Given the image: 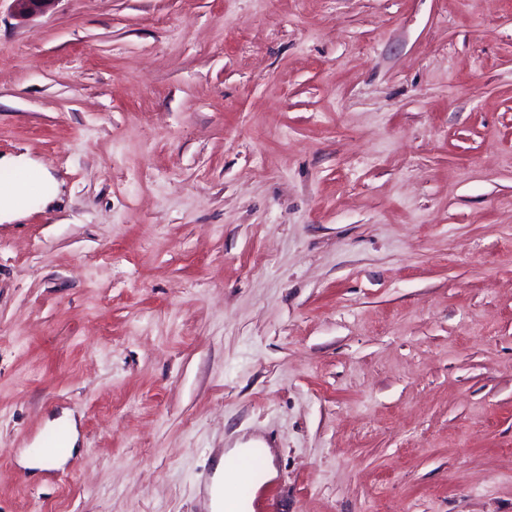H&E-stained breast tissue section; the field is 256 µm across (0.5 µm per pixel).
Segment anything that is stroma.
<instances>
[{
  "mask_svg": "<svg viewBox=\"0 0 512 512\" xmlns=\"http://www.w3.org/2000/svg\"><path fill=\"white\" fill-rule=\"evenodd\" d=\"M18 154L0 512H512V0H0ZM0 170L6 172H31L35 174L43 190L23 196L15 183L0 184V223L11 224L23 218L32 203L46 206L59 194V183L47 169L27 155L0 157ZM65 434V451L61 454H56L63 450L62 445L60 443V435L59 434H51L45 438L43 450L47 454H54L51 456L40 455L36 456L35 459L29 460L30 467L32 469L43 468L46 466L58 465L65 461L67 457L71 456L72 453L76 450L75 444L77 441V435L74 428L72 430L70 428H61ZM252 448H231L220 459L214 472L209 487L210 508L212 512H241L243 506L247 507L246 512H270L271 499L269 497V486L258 485L255 481L256 470L261 464V458L256 456L247 468H236V479L232 485L237 489L234 494L225 493L221 496V490L233 481V470L228 466L232 460L246 461L247 455Z\"/></svg>",
  "mask_w": 512,
  "mask_h": 512,
  "instance_id": "obj_1",
  "label": "stroma"
}]
</instances>
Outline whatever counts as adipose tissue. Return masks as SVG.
<instances>
[{"mask_svg":"<svg viewBox=\"0 0 512 512\" xmlns=\"http://www.w3.org/2000/svg\"><path fill=\"white\" fill-rule=\"evenodd\" d=\"M0 170L6 172H27L35 174L42 186L40 192L22 195L13 183L0 184V223H11L23 218L32 204L47 205L59 194V184L47 169L35 159L26 156L0 157Z\"/></svg>","mask_w":512,"mask_h":512,"instance_id":"ef3b65f1","label":"adipose tissue"}]
</instances>
